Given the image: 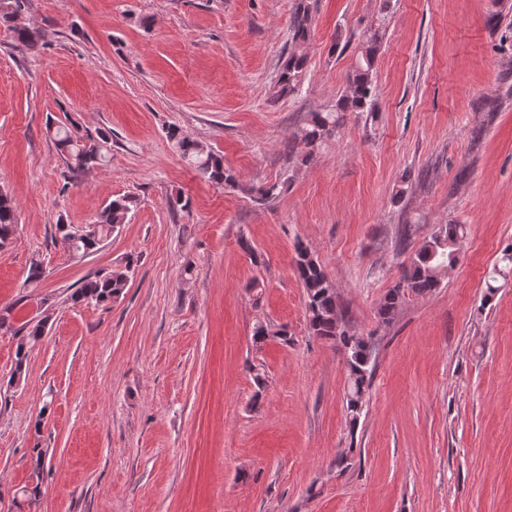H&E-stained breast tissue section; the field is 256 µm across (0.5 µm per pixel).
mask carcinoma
Masks as SVG:
<instances>
[{
    "mask_svg": "<svg viewBox=\"0 0 512 512\" xmlns=\"http://www.w3.org/2000/svg\"><path fill=\"white\" fill-rule=\"evenodd\" d=\"M311 0H295L290 21L293 49L281 66L274 83L272 96L282 98L298 93L304 82L307 56L303 51L312 27ZM28 0H0V26L19 46L34 49L42 40L39 28L18 22L25 14ZM383 20L368 24L362 31L360 54L351 73L347 76V90L334 106L323 112H312L307 120L301 142L308 148L306 157L314 148L340 134L348 112H371L375 106V87L372 71L381 47ZM48 136L62 155L71 176L76 177L103 165L109 155L111 134L99 130L96 135H82L75 126L58 124L47 126ZM167 139L183 160L205 180L240 189L257 201L270 202L278 198L283 183L276 181L255 186H241L233 170L224 166V156L184 134L180 128L170 126ZM137 207V198L126 194L110 201L97 217L88 224H67L58 220L54 238L68 249L75 259H82L99 251L112 235L120 232ZM17 215L10 194L0 189V249L10 245L16 232ZM465 233L461 224H442L422 246L401 278L388 289L378 308V321L390 323L399 306L408 295H426L439 287L441 275L454 268L463 248ZM503 266L494 269V276L486 282L488 295L497 290L494 282L505 278L512 271V246L504 250ZM296 270L306 293V316L310 334L341 345L347 354L348 382L345 394L350 423H357L363 410L365 395L371 387L375 362L372 348L360 336L345 329L344 315L336 298V289L321 264L308 249L297 248ZM134 273V259L129 256L120 266L102 268L89 275L69 296L72 304H87L108 308L123 296ZM50 318L49 307L43 316L23 323L13 335L18 337L13 371L8 384L23 378L30 351L41 341ZM30 471L32 483L21 490L22 502L33 506L39 499L47 466V449L34 445L31 448Z\"/></svg>",
    "mask_w": 512,
    "mask_h": 512,
    "instance_id": "1",
    "label": "carcinoma"
}]
</instances>
